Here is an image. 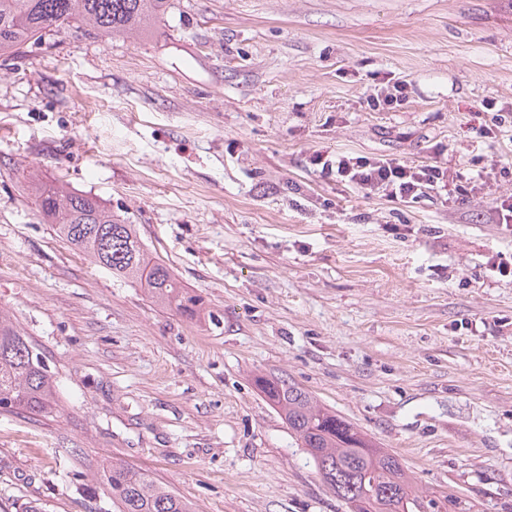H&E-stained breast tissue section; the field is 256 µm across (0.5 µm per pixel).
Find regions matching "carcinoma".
I'll use <instances>...</instances> for the list:
<instances>
[{
  "mask_svg": "<svg viewBox=\"0 0 512 512\" xmlns=\"http://www.w3.org/2000/svg\"><path fill=\"white\" fill-rule=\"evenodd\" d=\"M167 0H0V58L16 55L49 32L74 26L96 36L147 33ZM38 213L71 246L112 275L144 288L152 301L189 318L201 299L170 267L149 255L134 225L125 224L97 198L33 174ZM256 384L285 419L324 482H339L338 498L350 512H434L436 498L416 489L399 458L296 384L259 377ZM53 372L35 344L0 313V403L9 412L52 415L57 406ZM102 483L118 512H190L180 496L143 473L114 464Z\"/></svg>",
  "mask_w": 512,
  "mask_h": 512,
  "instance_id": "carcinoma-1",
  "label": "carcinoma"
}]
</instances>
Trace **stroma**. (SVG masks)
<instances>
[{
  "label": "stroma",
  "mask_w": 512,
  "mask_h": 512,
  "mask_svg": "<svg viewBox=\"0 0 512 512\" xmlns=\"http://www.w3.org/2000/svg\"><path fill=\"white\" fill-rule=\"evenodd\" d=\"M402 81L399 107L369 97ZM483 172L452 204L365 194L313 153ZM90 194L198 294L189 319L43 223ZM512 0H168L150 32L0 60V310L58 384L0 412V512H116L118 462L191 512H349L255 384L276 376L424 490L512 512Z\"/></svg>",
  "instance_id": "35a3bbf8"
}]
</instances>
